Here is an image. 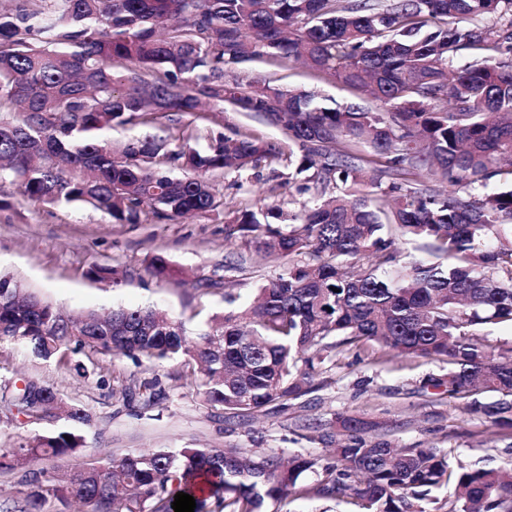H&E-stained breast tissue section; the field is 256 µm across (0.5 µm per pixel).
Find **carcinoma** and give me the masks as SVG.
<instances>
[{
	"instance_id": "1",
	"label": "carcinoma",
	"mask_w": 512,
	"mask_h": 512,
	"mask_svg": "<svg viewBox=\"0 0 512 512\" xmlns=\"http://www.w3.org/2000/svg\"><path fill=\"white\" fill-rule=\"evenodd\" d=\"M496 17L450 27L448 17ZM462 49L498 57L455 67ZM302 61L362 89L381 108L324 105L305 90L235 76L226 67L266 57ZM293 150L234 133L204 151L145 135L116 144L112 130L164 112L266 115ZM386 158L378 191L357 153ZM285 161L313 191L299 211L235 213L225 232L246 251L288 267L191 337L151 307L73 316L0 274V341L65 361L106 356L178 360L183 386L203 403L254 418L295 401L345 348L394 351L444 365L427 382L470 402L512 432V346L485 328L512 326V0H19L0 8V182L20 200L102 210L118 224L217 211L206 174H241ZM199 176L180 178L172 169ZM456 186L443 195L429 176ZM502 188L487 191L491 181ZM339 193L329 192L330 186ZM437 258L406 257L397 241ZM367 266L351 270V261ZM158 281L169 260L151 258ZM6 419L37 416L45 430L0 449V473L31 459L84 454L92 415L31 381L0 391ZM375 425L336 415L329 456L241 448H158L98 455L69 471L30 469L15 512L78 501L87 512H265L269 500L350 497L363 512H512V470L454 466L436 448H397ZM317 479L305 480L307 473ZM456 484L452 501L432 490Z\"/></svg>"
}]
</instances>
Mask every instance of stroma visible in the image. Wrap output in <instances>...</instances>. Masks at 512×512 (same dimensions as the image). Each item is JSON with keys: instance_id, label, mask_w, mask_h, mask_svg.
<instances>
[{"instance_id": "stroma-1", "label": "stroma", "mask_w": 512, "mask_h": 512, "mask_svg": "<svg viewBox=\"0 0 512 512\" xmlns=\"http://www.w3.org/2000/svg\"><path fill=\"white\" fill-rule=\"evenodd\" d=\"M237 73L279 87L312 90L341 103H365L357 89L336 83L329 74L278 58L247 62ZM242 132L287 147L283 132L249 112H168L148 123L113 130L117 141L147 133H194L193 145L205 148L210 134ZM211 183L224 199L222 212L197 214L166 223L117 224L107 213L73 205L18 202L10 182L0 183V272L13 275L59 312L138 308L148 305L182 321L189 333L224 309V285L249 290L284 268V259L261 260L244 254L240 242L224 235L227 213L265 205L299 208L310 194L303 176L273 189L271 165L242 175L217 173ZM165 256L175 269L159 282L147 270L153 256ZM115 268L119 284L88 277L92 265ZM77 362L88 377L58 361H45L10 343H0V375L34 379L54 387L70 403L93 416L90 442L100 453L119 456L130 449L234 446L274 452L282 457L319 456L325 449L320 426L335 414L379 425L402 447L438 448L477 468L512 467V435L483 415L466 412L463 400L429 387L441 366L423 359L390 356L372 362L350 349L326 363L324 386L299 400L271 407L254 419L240 418L205 405L183 388L176 361L133 360L82 352ZM158 382L163 398L145 408L125 403V387Z\"/></svg>"}]
</instances>
